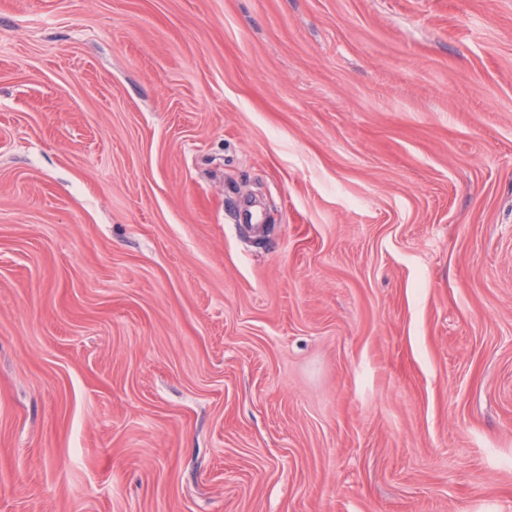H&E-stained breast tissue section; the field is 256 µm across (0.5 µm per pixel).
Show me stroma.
Returning a JSON list of instances; mask_svg holds the SVG:
<instances>
[{
  "label": "stroma",
  "instance_id": "35a3bbf8",
  "mask_svg": "<svg viewBox=\"0 0 512 512\" xmlns=\"http://www.w3.org/2000/svg\"><path fill=\"white\" fill-rule=\"evenodd\" d=\"M0 512H512V0H0Z\"/></svg>",
  "mask_w": 512,
  "mask_h": 512
}]
</instances>
